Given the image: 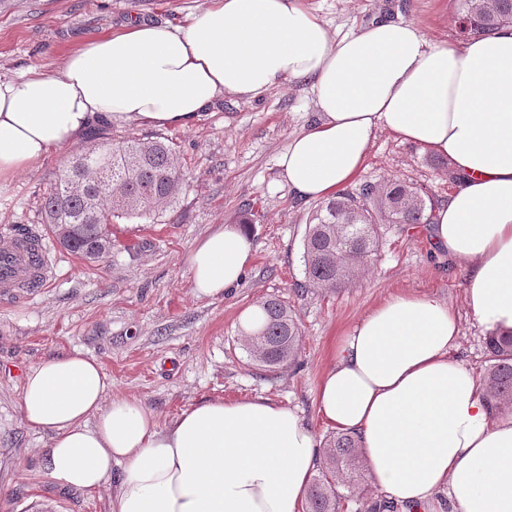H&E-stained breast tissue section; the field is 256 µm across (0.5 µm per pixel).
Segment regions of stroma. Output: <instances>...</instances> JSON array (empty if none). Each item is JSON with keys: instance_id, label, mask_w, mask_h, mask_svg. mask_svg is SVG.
I'll return each mask as SVG.
<instances>
[{"instance_id": "35a3bbf8", "label": "stroma", "mask_w": 512, "mask_h": 512, "mask_svg": "<svg viewBox=\"0 0 512 512\" xmlns=\"http://www.w3.org/2000/svg\"><path fill=\"white\" fill-rule=\"evenodd\" d=\"M331 34L361 29L378 18L415 23L434 42L456 41L455 0H306ZM207 0H0V78L30 66L61 68L68 53L130 17L179 24ZM316 109L305 84L288 82L256 99L228 98L190 128L133 123L103 131L115 142L161 136L172 141L188 183L162 222L116 224L112 252L89 262L54 246L55 276L37 292L0 296V512H108L109 487L65 491L46 475L41 450L49 435L29 429L19 401L24 374L75 350L96 358L115 397L135 398L166 424L205 400L263 397L297 408L325 440L331 433L314 403L338 338L388 297L428 293L464 306L467 274L433 255L424 227H384L365 275L330 293L297 290L304 280L302 239L315 203L292 195L277 165L290 140ZM72 150L50 155L0 185V231H46L41 200L69 163ZM447 159L377 131L355 182L403 179L435 203L456 188ZM251 213L253 258L241 287L196 298L182 257L214 225ZM276 295L294 307L303 342L297 365L268 372L247 356L243 315ZM457 359L482 375L484 333L461 317Z\"/></svg>"}]
</instances>
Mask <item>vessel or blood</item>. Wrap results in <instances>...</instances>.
Returning <instances> with one entry per match:
<instances>
[{
    "label": "vessel or blood",
    "instance_id": "b4317fda",
    "mask_svg": "<svg viewBox=\"0 0 512 512\" xmlns=\"http://www.w3.org/2000/svg\"><path fill=\"white\" fill-rule=\"evenodd\" d=\"M53 274L44 235H0V293L12 295L43 287Z\"/></svg>",
    "mask_w": 512,
    "mask_h": 512
}]
</instances>
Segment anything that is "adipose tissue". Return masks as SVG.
<instances>
[{"mask_svg":"<svg viewBox=\"0 0 512 512\" xmlns=\"http://www.w3.org/2000/svg\"><path fill=\"white\" fill-rule=\"evenodd\" d=\"M307 85L317 119L278 166L296 197L326 199L362 168L385 129L448 158L459 188L428 226L435 253L467 271L477 326L512 332V28L434 43L411 22L331 36L305 0H208L188 24L130 20L71 52L61 69L0 79V184L90 128H188L224 97ZM246 227L219 224L188 249L197 298L239 287ZM460 317L434 296H390L341 337L315 392L319 416L358 437L388 499L452 512H512V414L492 411L455 356ZM79 351L31 366L20 409L46 431L49 479L84 493L111 483L109 512H303L320 456L296 409L267 398L204 401L170 424L111 397Z\"/></svg>","mask_w":512,"mask_h":512,"instance_id":"ef3b65f1","label":"adipose tissue"}]
</instances>
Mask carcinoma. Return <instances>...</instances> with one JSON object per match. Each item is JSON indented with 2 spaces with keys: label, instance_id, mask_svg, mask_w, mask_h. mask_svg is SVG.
Wrapping results in <instances>:
<instances>
[{
  "label": "carcinoma",
  "instance_id": "cac0c4a2",
  "mask_svg": "<svg viewBox=\"0 0 512 512\" xmlns=\"http://www.w3.org/2000/svg\"><path fill=\"white\" fill-rule=\"evenodd\" d=\"M459 36L471 39L512 27V0H455ZM80 179L94 196L72 194ZM186 183L171 144L159 138L119 143L92 142L82 148L46 192L44 223L59 242L89 261L112 251L110 226L157 220L174 208ZM434 203L413 183L391 180L340 192L313 210L303 237L305 288L330 291L362 277L379 247L384 224L431 223ZM256 324L242 332L244 350L256 365L275 371L298 360L302 329L297 313L269 296L257 304ZM481 379L492 409L512 411V333L487 338ZM364 471L358 440L337 432L323 444L322 460L307 492L305 512H341Z\"/></svg>",
  "mask_w": 512,
  "mask_h": 512
}]
</instances>
